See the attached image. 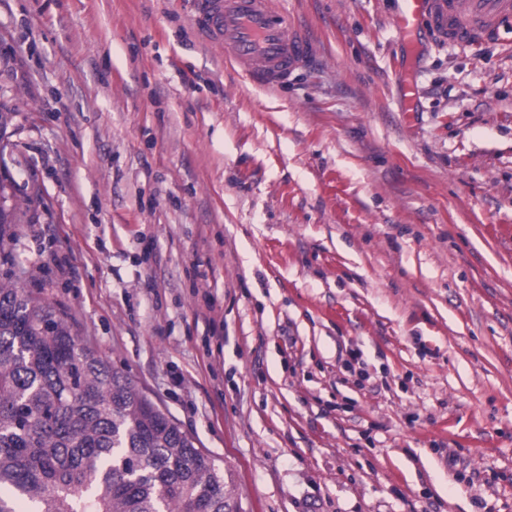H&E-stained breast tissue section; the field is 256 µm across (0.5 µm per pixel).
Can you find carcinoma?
<instances>
[{
  "instance_id": "1",
  "label": "carcinoma",
  "mask_w": 512,
  "mask_h": 512,
  "mask_svg": "<svg viewBox=\"0 0 512 512\" xmlns=\"http://www.w3.org/2000/svg\"><path fill=\"white\" fill-rule=\"evenodd\" d=\"M16 240L0 204V251ZM0 512H243L231 478L64 315L0 282Z\"/></svg>"
}]
</instances>
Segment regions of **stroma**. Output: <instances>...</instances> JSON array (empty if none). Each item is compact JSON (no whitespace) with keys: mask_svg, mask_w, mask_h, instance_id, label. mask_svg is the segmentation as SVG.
Wrapping results in <instances>:
<instances>
[{"mask_svg":"<svg viewBox=\"0 0 512 512\" xmlns=\"http://www.w3.org/2000/svg\"><path fill=\"white\" fill-rule=\"evenodd\" d=\"M287 84L193 0H0L15 279L231 475L245 512H512V48L394 0H277ZM195 10L204 43L265 88L286 84L310 59L305 34L275 0H197ZM398 95L401 111H416L419 91L417 84L412 76L405 74L401 77L398 85Z\"/></svg>","mask_w":512,"mask_h":512,"instance_id":"obj_1","label":"stroma"}]
</instances>
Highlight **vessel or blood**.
Listing matches in <instances>:
<instances>
[{
  "label": "vessel or blood",
  "instance_id": "obj_1",
  "mask_svg": "<svg viewBox=\"0 0 512 512\" xmlns=\"http://www.w3.org/2000/svg\"><path fill=\"white\" fill-rule=\"evenodd\" d=\"M195 24L204 43L259 85L274 89L310 59L305 34L275 0H197ZM394 25L406 48L423 44L476 48L512 30V0H397ZM402 111L417 107L412 76L398 85Z\"/></svg>",
  "mask_w": 512,
  "mask_h": 512
}]
</instances>
